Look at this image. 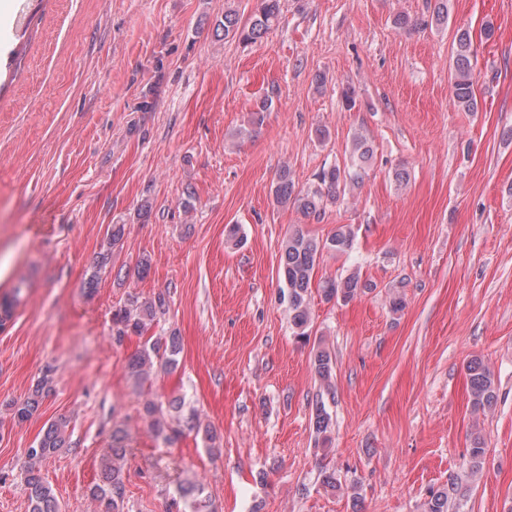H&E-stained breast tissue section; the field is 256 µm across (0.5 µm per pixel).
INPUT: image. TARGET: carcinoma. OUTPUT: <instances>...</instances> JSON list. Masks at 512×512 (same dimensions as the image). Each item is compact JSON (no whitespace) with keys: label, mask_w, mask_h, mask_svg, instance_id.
<instances>
[{"label":"carcinoma","mask_w":512,"mask_h":512,"mask_svg":"<svg viewBox=\"0 0 512 512\" xmlns=\"http://www.w3.org/2000/svg\"><path fill=\"white\" fill-rule=\"evenodd\" d=\"M280 0H256L254 10L247 20H242L234 9L224 11V21L219 27L224 37H233L242 43L255 42L264 37L278 20ZM456 47L451 68V88L454 98L462 110L474 112L478 101L472 80L474 50L468 31L459 30L455 35ZM373 157L372 141L363 134L354 136L350 151V164L342 167L333 164L322 168L315 181L307 187H298L288 167L279 170L273 183L272 193L280 206H291L304 217H318L327 205L335 204L346 195L351 187L363 179L365 167ZM125 225L114 224L109 235L107 249L99 252L93 261V272L86 282L88 291H93L102 270L111 262L112 248L124 237ZM355 233L349 224H342L324 240L300 231L288 237L282 247L279 278L287 289L288 309L291 313L294 336L297 341L308 344L311 337V288L312 279L323 253L347 254L354 247ZM370 284L352 270L340 278H326L318 283V292L326 303H349L367 293ZM169 313V301L159 293L152 298L129 295L124 303L112 311V342L121 345L135 336L142 341L141 348L126 362V371L134 386L141 392L152 377L168 373L179 364L180 343L175 336H152L150 330ZM313 367L316 375L326 388H331L334 371L332 353L322 346L312 347ZM467 385L472 405L486 409L496 400V383L493 373L479 360L472 359L466 365ZM52 370L48 369L37 381L27 398L11 405L13 419L28 420L38 409L42 398L52 391ZM145 415L149 418L150 429L157 436L172 440L184 430L199 429L198 410L186 404L183 399L167 401L148 399L144 403ZM315 433L322 441L329 439L333 427L331 414L324 403L318 402L312 412ZM70 420L60 417L52 421L43 434L26 449L29 459H41L57 453L67 446ZM125 432L121 428L112 431V446L102 461L99 482L90 489L95 500L107 504V512H122L126 497L124 482V460L126 457ZM486 439L477 433L471 439L468 450L469 463L477 468L486 454ZM24 482L27 489L30 512H60L58 501L50 484L40 471L29 466ZM206 487L194 483L181 490V495L193 499L194 512H203L207 497ZM458 491V483L430 491L426 512H448L449 496Z\"/></svg>","instance_id":"carcinoma-1"}]
</instances>
